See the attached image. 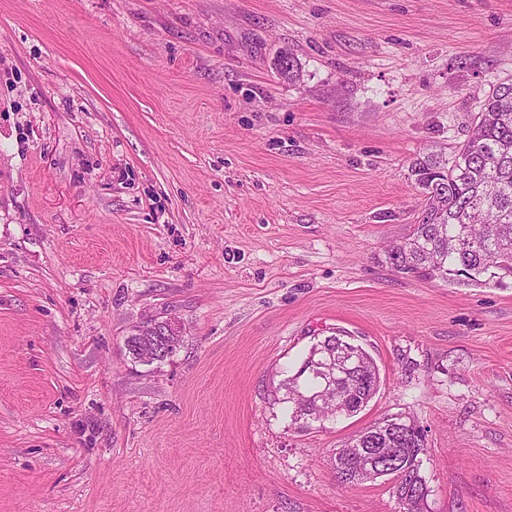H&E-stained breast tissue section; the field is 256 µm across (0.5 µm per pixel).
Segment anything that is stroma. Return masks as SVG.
I'll return each instance as SVG.
<instances>
[{"label": "stroma", "instance_id": "stroma-1", "mask_svg": "<svg viewBox=\"0 0 512 512\" xmlns=\"http://www.w3.org/2000/svg\"><path fill=\"white\" fill-rule=\"evenodd\" d=\"M502 82L512 0H0V512H403L332 465L396 414L428 512H512V281L385 253ZM155 318L183 343L135 362ZM336 328L378 392L292 429Z\"/></svg>", "mask_w": 512, "mask_h": 512}]
</instances>
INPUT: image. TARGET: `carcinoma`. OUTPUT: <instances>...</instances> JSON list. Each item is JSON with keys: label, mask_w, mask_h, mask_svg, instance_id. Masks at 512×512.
I'll use <instances>...</instances> for the list:
<instances>
[{"label": "carcinoma", "mask_w": 512, "mask_h": 512, "mask_svg": "<svg viewBox=\"0 0 512 512\" xmlns=\"http://www.w3.org/2000/svg\"><path fill=\"white\" fill-rule=\"evenodd\" d=\"M427 202L419 223L403 241L391 245L387 260L401 274L438 277L464 285L502 283L512 276V84L493 88L475 115L468 140L451 161L418 159L411 166ZM336 337L312 344L299 368L282 380L277 403L288 408L297 430L324 426L365 408L378 392L379 368L361 350L360 364L340 388L327 385L314 362L327 357ZM357 448H394L405 479L392 483L403 512H426L429 488L422 473L427 453L425 429L410 417L385 416L362 430L333 456L334 470L349 466L365 473L361 481L385 476Z\"/></svg>", "instance_id": "obj_1"}]
</instances>
